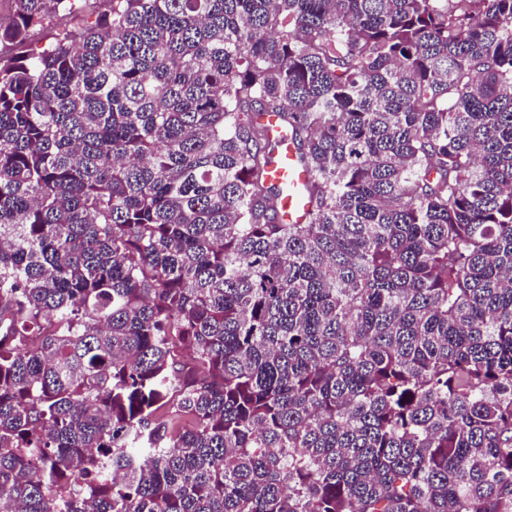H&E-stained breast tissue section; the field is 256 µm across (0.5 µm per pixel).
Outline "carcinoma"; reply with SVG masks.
Masks as SVG:
<instances>
[{
  "label": "carcinoma",
  "mask_w": 512,
  "mask_h": 512,
  "mask_svg": "<svg viewBox=\"0 0 512 512\" xmlns=\"http://www.w3.org/2000/svg\"><path fill=\"white\" fill-rule=\"evenodd\" d=\"M112 2L0 63V506L512 512V0ZM280 142L279 153L273 165V176L288 184V195L284 198V210L288 215V223L299 224L304 220L309 203L302 193V185L307 179L306 171L299 165L295 151L285 133L275 128Z\"/></svg>",
  "instance_id": "obj_1"
}]
</instances>
